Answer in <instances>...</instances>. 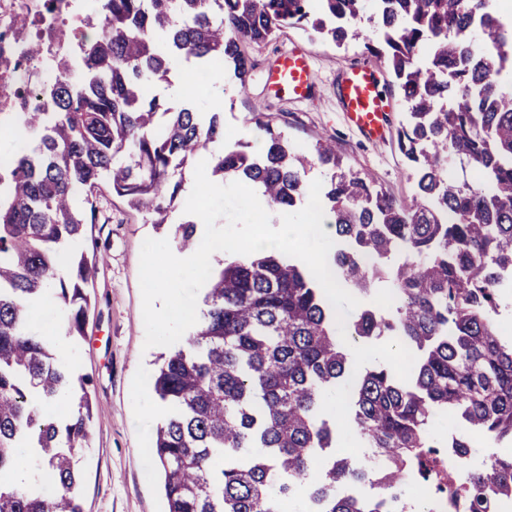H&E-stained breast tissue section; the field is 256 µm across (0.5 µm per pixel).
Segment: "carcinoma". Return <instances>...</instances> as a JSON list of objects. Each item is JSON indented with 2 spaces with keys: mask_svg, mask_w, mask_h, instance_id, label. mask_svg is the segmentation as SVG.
Returning <instances> with one entry per match:
<instances>
[{
  "mask_svg": "<svg viewBox=\"0 0 512 512\" xmlns=\"http://www.w3.org/2000/svg\"><path fill=\"white\" fill-rule=\"evenodd\" d=\"M96 0L85 24L77 83L70 61L44 94L54 111L19 114L27 142L0 155V472L30 466L39 479L0 482V512H83L77 450L90 444L91 400L59 361L38 321L51 292L80 336L83 284L97 257L69 248L95 223L97 200L112 196L170 223L183 173L203 160L215 181L256 185L268 204L292 211L306 195L307 168L328 171L322 198L335 234L352 248L334 267L363 295L383 274L361 256L406 253L393 273L387 319L363 309L348 328L307 263L250 252L208 274L201 316L186 345L152 376L164 415L151 446L165 478L166 512H399L414 492L455 512H497L512 500V456L458 480L452 449L430 433L453 415L493 443L512 442V338L494 314L512 271V20L490 0ZM288 27L337 46L356 42L387 57L407 119L399 147L415 181L399 200L373 179L343 170L336 141L290 148L264 112L249 144L210 152L224 138V96L212 82L233 66L245 89V43ZM206 75L189 86V106L150 94L172 63ZM183 250L196 225L180 224ZM394 336L415 367L406 384L388 367L361 374L344 336ZM342 382L351 405L325 403ZM372 449L375 462L325 458L336 419ZM363 475L381 494L339 493Z\"/></svg>",
  "mask_w": 512,
  "mask_h": 512,
  "instance_id": "1",
  "label": "carcinoma"
}]
</instances>
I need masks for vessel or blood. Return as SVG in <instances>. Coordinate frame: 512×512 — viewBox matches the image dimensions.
Returning a JSON list of instances; mask_svg holds the SVG:
<instances>
[{
  "label": "vessel or blood",
  "mask_w": 512,
  "mask_h": 512,
  "mask_svg": "<svg viewBox=\"0 0 512 512\" xmlns=\"http://www.w3.org/2000/svg\"><path fill=\"white\" fill-rule=\"evenodd\" d=\"M265 81L275 94L297 102L309 100L317 87L309 52L298 48L280 51ZM335 94L346 125L365 142L373 146L387 138L392 113L372 65L363 61L342 72L336 79Z\"/></svg>",
  "instance_id": "vessel-or-blood-1"
}]
</instances>
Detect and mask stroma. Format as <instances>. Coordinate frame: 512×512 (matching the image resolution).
<instances>
[{"label": "stroma", "mask_w": 512, "mask_h": 512, "mask_svg": "<svg viewBox=\"0 0 512 512\" xmlns=\"http://www.w3.org/2000/svg\"><path fill=\"white\" fill-rule=\"evenodd\" d=\"M299 44L312 54L313 70L321 83H330L337 68L364 55L360 45L338 48L311 40L287 28L270 41L246 47L252 68L244 92L224 102V140L221 150L239 142H255L254 113L268 114L290 146L311 150L322 137L335 139L344 167L370 174L397 198L411 197L415 181L397 140L363 147L347 130L331 91L303 104L270 94L260 79L275 51ZM260 196L252 185L240 183L207 201L210 221L199 223L188 198H181L171 226L147 223L144 213L109 196L98 202L95 223L87 225L79 250L103 257L85 287L89 300L84 333L70 336L65 322L50 332L54 344L65 345L74 375L87 378L91 397V443L79 454V494L83 512H164L161 466L151 452V438L162 419V406L150 387L153 363L162 353L180 346L190 328L159 320L148 304L145 275L160 283L175 281L180 300L192 307L200 302L207 270L192 264L174 266L177 248L172 228L193 222L199 240H226L215 262L249 251L246 215Z\"/></svg>", "instance_id": "35a3bbf8"}]
</instances>
